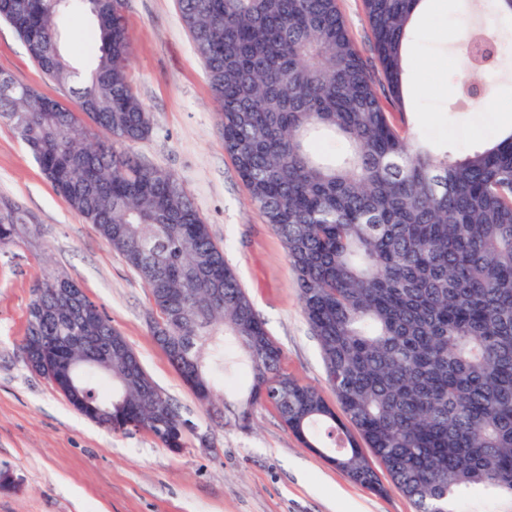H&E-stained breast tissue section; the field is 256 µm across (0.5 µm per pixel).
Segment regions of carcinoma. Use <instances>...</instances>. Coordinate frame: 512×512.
<instances>
[{
  "instance_id": "obj_1",
  "label": "carcinoma",
  "mask_w": 512,
  "mask_h": 512,
  "mask_svg": "<svg viewBox=\"0 0 512 512\" xmlns=\"http://www.w3.org/2000/svg\"><path fill=\"white\" fill-rule=\"evenodd\" d=\"M422 0H364L385 85L377 89L336 0H177L219 107L224 151L250 200L282 239L342 414L281 371V350L209 224L170 172L132 146L152 131L135 93L126 0H0L41 73L76 99L73 112L0 72V118L44 177L144 282L159 326L178 338L173 364L205 406L221 401L242 428L270 403L306 448L382 494L367 454L416 512H462L470 495L512 512V134L460 156L435 153L393 122L404 104L405 44ZM490 0L468 16L465 48L501 18ZM85 11L98 36L87 74L63 51L58 21ZM322 134L348 151L319 154ZM31 223L0 204V249ZM36 282L20 350L29 368L70 367V406L114 432L165 448L196 433L151 382L97 306L80 320ZM248 392L228 402L215 375Z\"/></svg>"
}]
</instances>
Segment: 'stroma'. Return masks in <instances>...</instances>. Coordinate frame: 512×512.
Returning <instances> with one entry per match:
<instances>
[{"instance_id": "35a3bbf8", "label": "stroma", "mask_w": 512, "mask_h": 512, "mask_svg": "<svg viewBox=\"0 0 512 512\" xmlns=\"http://www.w3.org/2000/svg\"><path fill=\"white\" fill-rule=\"evenodd\" d=\"M447 15L412 30L407 44L405 126L438 151L462 155L512 132V25L499 31L502 67L482 75L481 107H465L458 84L467 0H449ZM361 55L373 60L363 0H337ZM131 79L152 120L134 147L146 162L184 186L224 249L256 312L282 351V369L336 398L318 341L302 311L280 237L250 201L218 130L203 64L184 28L177 0H127ZM94 38L88 17L63 24V48L87 66ZM73 107L47 80L24 43L0 23V71ZM33 216L16 245L0 250V512H415L397 489L377 495L333 465L327 451L303 447L275 407L252 410L248 428L208 413L156 344L147 288L96 227L70 209L41 174L11 125L0 120V199ZM77 281L126 338L160 390L214 445L188 438L181 451L150 434L112 432L76 412L62 394L25 365L19 349L34 281L44 272Z\"/></svg>"}]
</instances>
